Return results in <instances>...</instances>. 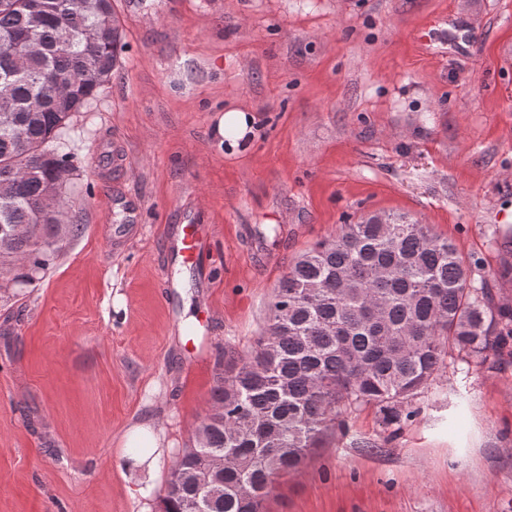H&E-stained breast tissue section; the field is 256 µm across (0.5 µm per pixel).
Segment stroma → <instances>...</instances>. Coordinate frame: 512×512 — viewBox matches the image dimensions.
<instances>
[{"label": "stroma", "instance_id": "1", "mask_svg": "<svg viewBox=\"0 0 512 512\" xmlns=\"http://www.w3.org/2000/svg\"><path fill=\"white\" fill-rule=\"evenodd\" d=\"M112 6L117 69L64 138L82 231L41 279L0 281V512H156L225 346L250 351L338 225L408 215L512 303V0ZM231 108L254 117L237 148L215 130ZM193 222L220 257L204 271L173 249ZM416 405L395 435L349 414L266 512H512V357L457 363Z\"/></svg>", "mask_w": 512, "mask_h": 512}]
</instances>
